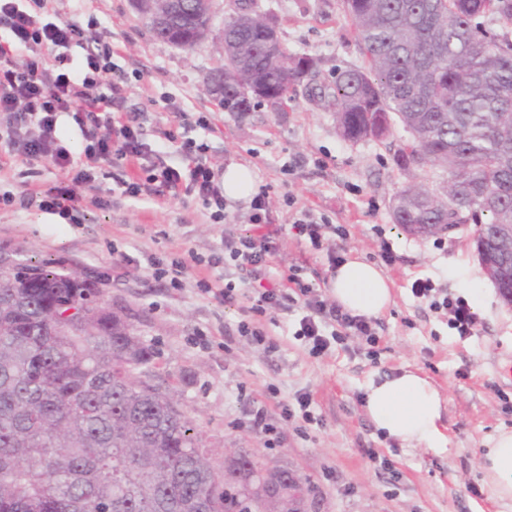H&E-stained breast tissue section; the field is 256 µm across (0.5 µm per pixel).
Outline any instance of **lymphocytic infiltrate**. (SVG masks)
I'll return each mask as SVG.
<instances>
[{
    "mask_svg": "<svg viewBox=\"0 0 512 512\" xmlns=\"http://www.w3.org/2000/svg\"><path fill=\"white\" fill-rule=\"evenodd\" d=\"M2 24L8 27L10 38L0 43V146L29 162L50 161L64 176L49 199L43 200L42 209L64 216L78 210L82 201L79 189L91 180L93 168L105 162H126L136 165L142 176L126 182L125 196H149L157 186L182 188L202 202L213 223L223 222L224 192L203 145L184 137L180 125L174 124L160 130L158 146H150L137 118H126L114 110L124 93L122 83L113 82L111 94L98 93V86L112 72L110 47L87 49L76 65H68L69 52L81 44L84 31L78 24L55 21L51 0H0ZM45 45L56 49L60 68L45 66L39 55ZM21 56L26 62L20 66L16 60ZM64 113L72 116L85 141L79 169L59 137L58 120ZM172 146L177 147L181 162L166 160V151ZM267 198L264 188L252 198L248 231L225 229L221 252L151 259V276L178 288L190 265L223 268V286L203 276L196 282L198 292L234 306L242 290H249L251 304L242 310L237 333L268 352L276 351L277 343L264 329V319L296 306L302 315L295 334L309 343L313 355L327 352L336 337L374 340L373 319L351 314L324 298L305 280L302 267L280 272L274 266L279 243L288 229L308 240L314 249H327L332 265L341 264L342 256L325 235L331 227L329 220L301 210L292 213L289 225L273 223ZM412 290L416 297L429 300L431 308L446 311L451 328L459 336L472 334L477 319L464 298L449 297L429 279L415 280Z\"/></svg>",
    "mask_w": 512,
    "mask_h": 512,
    "instance_id": "obj_1",
    "label": "lymphocytic infiltrate"
}]
</instances>
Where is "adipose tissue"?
I'll list each match as a JSON object with an SVG mask.
<instances>
[{
	"label": "adipose tissue",
	"mask_w": 512,
	"mask_h": 512,
	"mask_svg": "<svg viewBox=\"0 0 512 512\" xmlns=\"http://www.w3.org/2000/svg\"><path fill=\"white\" fill-rule=\"evenodd\" d=\"M329 288L336 303L355 315L380 316L393 302L389 279L375 264L357 257L336 267ZM366 410L378 429L403 443L431 446L443 439L438 428L440 393L414 371L370 385ZM480 468L492 497L512 504V431L499 432L493 438L481 455Z\"/></svg>",
	"instance_id": "ef3b65f1"
}]
</instances>
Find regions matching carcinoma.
<instances>
[{"label":"carcinoma","mask_w":512,"mask_h":512,"mask_svg":"<svg viewBox=\"0 0 512 512\" xmlns=\"http://www.w3.org/2000/svg\"><path fill=\"white\" fill-rule=\"evenodd\" d=\"M249 2L224 19V111L279 112L303 83L348 141L399 122L412 137L401 164L442 167L449 190L402 188L394 223L436 235L438 224H472L497 257L490 225L512 224V0H344L366 66L329 83L284 45L268 50L243 22ZM205 24L182 18L154 34L196 37ZM150 360L90 275L0 246V512H144L157 500L200 512L204 495L208 512H252L251 454L220 479L203 474L207 449L173 397L145 382Z\"/></svg>","instance_id":"cac0c4a2"}]
</instances>
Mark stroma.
I'll return each instance as SVG.
<instances>
[{"label": "stroma", "mask_w": 512, "mask_h": 512, "mask_svg": "<svg viewBox=\"0 0 512 512\" xmlns=\"http://www.w3.org/2000/svg\"><path fill=\"white\" fill-rule=\"evenodd\" d=\"M52 5L58 20L79 22L89 40L111 46L113 73L125 88L118 109L142 116L146 140L184 114L187 137L207 144L209 159L244 166L257 185L268 186L274 223H287L298 208L342 227L347 256L380 265L392 282L393 303L375 319L377 343L349 336L319 357L294 334L298 312L278 313L270 331L279 348L265 353L237 336L240 308L198 294L196 269L178 289L147 270L149 257L207 255L220 247L225 228L248 230L249 202H227L219 225L201 201L183 194L136 200L123 194L124 183L140 175L130 165H100L81 189L79 211L54 224L39 206L57 184L53 165L32 170L23 158H0V244L95 276L104 305L123 310L150 348L158 383L174 391L195 421L216 467H223L225 449L244 448L265 468L289 469L306 480L310 512H512L492 498L479 468L490 438L512 431V305L483 276L471 233L421 239L391 218L398 190L419 185L445 194L447 173L400 167L398 150L410 135L398 124L384 139H343L334 113L302 88L284 112L219 108L206 83L224 66V19L234 0H215L210 34L194 48L156 39L134 0H95L89 12L78 0ZM261 8L290 53L317 60L322 78L361 63L343 0H261ZM201 116L208 129L197 126ZM98 198L104 207L95 206ZM386 249L393 264L382 262ZM123 252L135 264L122 263ZM275 265L302 267L315 287L329 289L326 251L294 235L282 240ZM419 278L468 301L477 318L473 335L458 336L447 315L413 295ZM405 370L427 377L441 393L442 447L409 446L367 415L368 385ZM304 392L312 398L313 422L281 421L276 399ZM260 406L278 424V443L252 423ZM383 457L399 480L381 469Z\"/></svg>", "instance_id": "obj_1"}]
</instances>
